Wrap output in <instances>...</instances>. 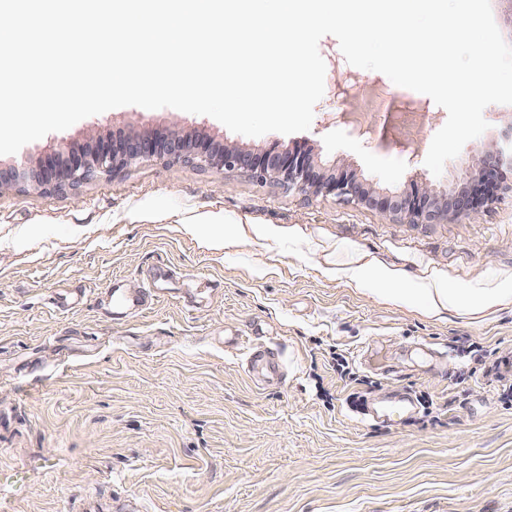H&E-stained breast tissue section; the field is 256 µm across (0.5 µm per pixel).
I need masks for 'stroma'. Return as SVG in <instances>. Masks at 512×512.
Returning <instances> with one entry per match:
<instances>
[{
    "instance_id": "35a3bbf8",
    "label": "stroma",
    "mask_w": 512,
    "mask_h": 512,
    "mask_svg": "<svg viewBox=\"0 0 512 512\" xmlns=\"http://www.w3.org/2000/svg\"><path fill=\"white\" fill-rule=\"evenodd\" d=\"M318 49L325 90L307 131L248 137L130 105L0 166L176 124L255 152L302 146L382 196L456 178L464 157L438 177L424 164L444 108L350 65L334 36ZM384 272L420 291L508 294L430 315L422 294L380 299ZM111 288L157 298L118 314ZM260 346L281 380L250 375ZM506 359L510 170L478 218L436 224L156 158L63 193L0 192V512H512V388L485 372ZM402 390L408 408L382 422Z\"/></svg>"
}]
</instances>
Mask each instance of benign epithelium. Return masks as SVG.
Segmentation results:
<instances>
[{
	"mask_svg": "<svg viewBox=\"0 0 512 512\" xmlns=\"http://www.w3.org/2000/svg\"><path fill=\"white\" fill-rule=\"evenodd\" d=\"M152 158L194 168L236 170L258 182H276L287 188L319 194L334 193L348 201L375 208L380 213L403 218L410 224H432L449 211L476 218L482 211L472 195L446 184L426 186L407 197L376 198L353 178L341 174L320 180L310 157L300 149L290 151L273 146L262 153L239 149H216L207 141L183 134L172 126L160 137H131L120 132L99 134L91 146L77 149L60 144L28 163L23 170H0V190L32 187L64 192L102 176H110ZM512 169V136L501 142L477 140L462 172V179L476 188L497 185L504 169Z\"/></svg>",
	"mask_w": 512,
	"mask_h": 512,
	"instance_id": "7a95c632",
	"label": "benign epithelium"
}]
</instances>
